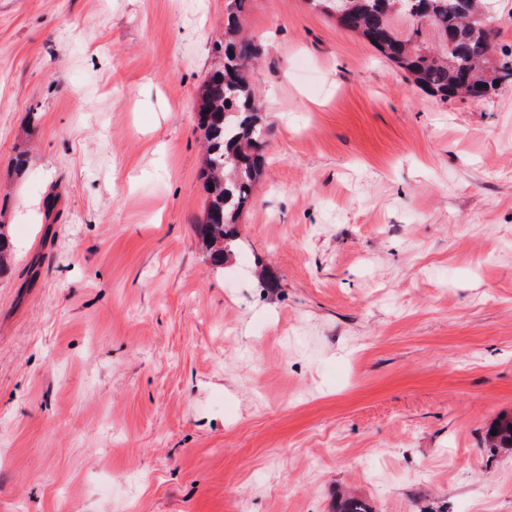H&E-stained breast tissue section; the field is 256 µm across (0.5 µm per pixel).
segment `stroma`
<instances>
[{
  "instance_id": "35a3bbf8",
  "label": "stroma",
  "mask_w": 512,
  "mask_h": 512,
  "mask_svg": "<svg viewBox=\"0 0 512 512\" xmlns=\"http://www.w3.org/2000/svg\"><path fill=\"white\" fill-rule=\"evenodd\" d=\"M226 7L0 0V512H512V84L445 102L251 0L267 164L216 268Z\"/></svg>"
}]
</instances>
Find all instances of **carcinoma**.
<instances>
[{
    "label": "carcinoma",
    "mask_w": 512,
    "mask_h": 512,
    "mask_svg": "<svg viewBox=\"0 0 512 512\" xmlns=\"http://www.w3.org/2000/svg\"><path fill=\"white\" fill-rule=\"evenodd\" d=\"M246 7L247 0H231L224 18V43L217 45L224 64L202 85L198 112L207 142L205 175L213 189L205 220L196 225V232L214 267L224 266L231 256L237 220L252 204L256 177L265 163L266 128L247 75L258 49L239 30V17ZM458 8L459 0H348L345 17L337 24L365 38L432 96L444 101L461 97L460 80L466 77L473 79L481 95H489L512 82V57L489 75L476 66L475 59L487 48L486 36L467 28ZM395 15L410 21L408 34L395 30ZM419 18L428 20V27L443 42L435 53L421 40ZM495 429L497 434L488 435V440L512 448V417L500 419Z\"/></svg>",
    "instance_id": "carcinoma-1"
}]
</instances>
